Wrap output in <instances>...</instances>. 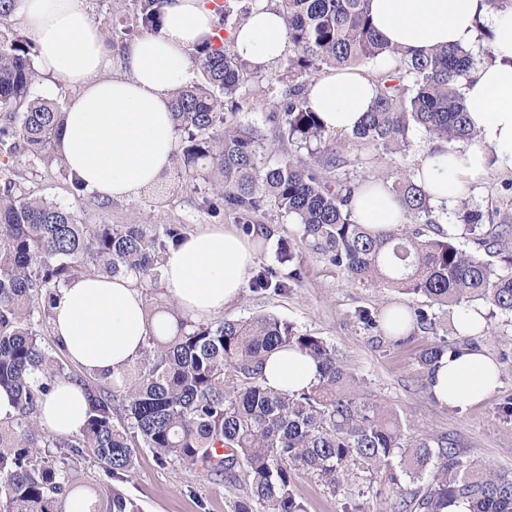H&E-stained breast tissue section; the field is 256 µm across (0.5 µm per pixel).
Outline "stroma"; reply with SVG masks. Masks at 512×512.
Here are the masks:
<instances>
[{
    "instance_id": "35a3bbf8",
    "label": "stroma",
    "mask_w": 512,
    "mask_h": 512,
    "mask_svg": "<svg viewBox=\"0 0 512 512\" xmlns=\"http://www.w3.org/2000/svg\"><path fill=\"white\" fill-rule=\"evenodd\" d=\"M430 149L420 136H412L406 152L387 154L357 166V177H371L381 171L408 173L415 170ZM206 187L174 196L169 205L154 207L149 194L133 200L113 201L111 209L99 206L96 196L81 204L84 223L185 225L187 231L212 224V216L201 206ZM272 236L257 251L256 263L278 268V245L288 241L294 247V264L301 279L283 293L244 288L241 296L219 312V319H247L274 314L293 322L304 332L324 338L335 346L339 359L360 383L365 395L397 411L403 420L419 430L450 433L460 439L468 458L487 466L512 471V417L503 405L512 400V317L500 315L489 322L484 334L474 336L476 347L487 351L500 372L497 390L485 400L464 408L439 404L430 394L426 375L418 359L427 344L456 340L454 323L447 309L427 308L435 322L434 332L413 329L404 337L389 335L384 327H367L357 313L369 310L383 318L395 304L409 309L425 306L423 297L404 295L391 288H374L352 281L324 256L301 244L296 224L287 217L267 213L263 219ZM136 467L122 489L140 512H233L244 484L200 468L176 462L159 463L147 448L136 451ZM296 492L307 512H392V498L381 490V479L358 473L332 490L317 476L300 470L295 476Z\"/></svg>"
}]
</instances>
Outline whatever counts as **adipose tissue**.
Here are the masks:
<instances>
[{"label":"adipose tissue","mask_w":512,"mask_h":512,"mask_svg":"<svg viewBox=\"0 0 512 512\" xmlns=\"http://www.w3.org/2000/svg\"><path fill=\"white\" fill-rule=\"evenodd\" d=\"M16 16L33 41L38 72L63 79L77 93L67 108L59 150L72 174L104 200H131L171 169L176 127L172 95L195 77L190 53L212 44L216 16L207 0H165L158 32L131 41L115 54L89 11V0H16ZM376 29L391 44L428 54L442 45L470 47L478 23L493 35L494 63L478 67L467 82L469 121L476 144L439 148L414 178L436 205L454 206L489 173L512 176V7L487 0H370ZM234 52L252 67H272L288 47L283 17L252 8L230 35ZM124 77H112L115 67ZM377 94L362 69L332 70L315 79L308 105L330 132L354 130ZM352 208L374 228L404 223L399 201L379 181H367ZM253 238L229 224L188 233L163 270L169 296L184 311L208 316L237 299L255 264ZM53 333L73 363L98 375H115L139 357L148 334L140 290L128 278L89 275L59 289ZM316 362L292 349L270 354L263 367L267 387L288 393L316 382ZM427 383L443 405L462 407L499 386L495 360L480 349L446 354ZM83 389L58 380L42 403L39 424L53 434L75 432L85 420Z\"/></svg>","instance_id":"1"}]
</instances>
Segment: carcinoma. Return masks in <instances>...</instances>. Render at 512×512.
Listing matches in <instances>:
<instances>
[{"instance_id": "obj_1", "label": "carcinoma", "mask_w": 512, "mask_h": 512, "mask_svg": "<svg viewBox=\"0 0 512 512\" xmlns=\"http://www.w3.org/2000/svg\"><path fill=\"white\" fill-rule=\"evenodd\" d=\"M129 32H155L163 0H130ZM370 0H266L286 21L288 48L268 75L272 111L265 135L243 122L247 88L256 71L224 47L197 52L199 77L173 94L180 151L175 179L154 190V204L196 190L213 192L202 207L230 212L248 234L269 236L257 217L277 212L299 226L300 239L349 278L425 297L430 306L480 303L489 315H512V206L495 212L496 229L482 231L484 211L468 197L453 209L456 235L429 237L421 224H437L444 209L410 174L381 172L414 225L374 230L357 222L351 201L359 182L342 177L364 154L404 151L417 133L429 143L464 149L477 141L464 95L492 46L438 48L427 55L390 45L375 29ZM242 25L233 3L219 14L220 29ZM373 67L377 96L363 123L343 137L328 132L308 107L309 81L331 68ZM30 45L0 30V391L12 411L0 418V512H63L77 476L69 460L89 451L112 480L124 481L136 449L150 448L165 464L178 462L237 478L246 495L234 512H306L294 473L308 471L334 490L360 471L381 477L394 512H512V472L467 459L448 434L417 433L393 409L360 394L335 348L294 324L264 314L246 320H195L175 310L150 327L141 356L121 373L100 377L73 370L53 336L52 301L59 288L86 275L128 276L147 289L162 275L170 250L186 236L182 224H84L73 206L31 189L14 172L26 158L69 183L57 150L66 120L60 102L36 95ZM289 244L282 270L262 268L255 291L282 292L299 279ZM471 338L431 343L420 357L424 372ZM296 349L319 366L318 382L300 393L263 384L265 357ZM59 379L79 384L89 402L84 424L57 437L40 427L37 413ZM224 448L222 455L216 448ZM92 512H138L117 487Z\"/></svg>"}]
</instances>
